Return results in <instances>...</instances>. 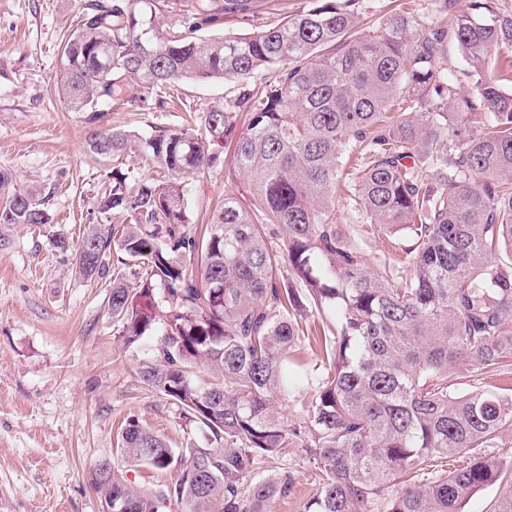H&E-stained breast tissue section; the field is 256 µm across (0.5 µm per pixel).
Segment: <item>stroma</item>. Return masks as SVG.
I'll return each instance as SVG.
<instances>
[{"instance_id":"35a3bbf8","label":"stroma","mask_w":512,"mask_h":512,"mask_svg":"<svg viewBox=\"0 0 512 512\" xmlns=\"http://www.w3.org/2000/svg\"><path fill=\"white\" fill-rule=\"evenodd\" d=\"M257 15L228 19L226 34L280 22L302 0H263ZM86 0H0V170L44 198L52 224L79 238L97 223V198L112 169L85 145L88 115L55 92L58 54ZM221 81L179 79L173 102L148 94L143 110L112 102V125H199L223 102ZM189 214L201 223L206 203L234 191L223 171L190 177ZM48 228L20 225L0 250V512H101L90 480L98 460L116 455L117 425L129 416L165 435L174 448L203 444L174 409L140 388L137 371L156 360L158 337L128 347L105 303L111 279L86 281L55 249Z\"/></svg>"}]
</instances>
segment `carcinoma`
Returning a JSON list of instances; mask_svg holds the SVG:
<instances>
[{
	"label": "carcinoma",
	"instance_id": "cac0c4a2",
	"mask_svg": "<svg viewBox=\"0 0 512 512\" xmlns=\"http://www.w3.org/2000/svg\"><path fill=\"white\" fill-rule=\"evenodd\" d=\"M168 2L88 0L64 41L58 96L89 113L86 143L115 166L105 221L74 249L62 227L50 237L84 279L109 277L114 254L142 269L112 279L107 310L125 345L160 337L163 363L138 379L205 443L173 448L128 417L127 468L94 490L112 512H264L298 471L254 473L292 448L318 481L303 512H463L504 462L450 474L439 462L512 429V394L451 391L462 363L512 373V12L429 0L416 29L417 0H393L366 31V0H305L273 27L200 38L260 0H193L184 24L165 27ZM450 44L465 61L456 73ZM180 78L233 87L198 129L104 122L103 101L139 111L133 84L164 93ZM129 153L163 176L118 168ZM219 167L245 191L207 207L201 228L187 178ZM340 187L349 220L400 241L398 253L374 260L342 230ZM50 221L45 200L1 170L0 248L13 226ZM311 340L312 370L290 377ZM201 367L213 380H195ZM130 467L158 478L142 486Z\"/></svg>",
	"mask_w": 512,
	"mask_h": 512
}]
</instances>
